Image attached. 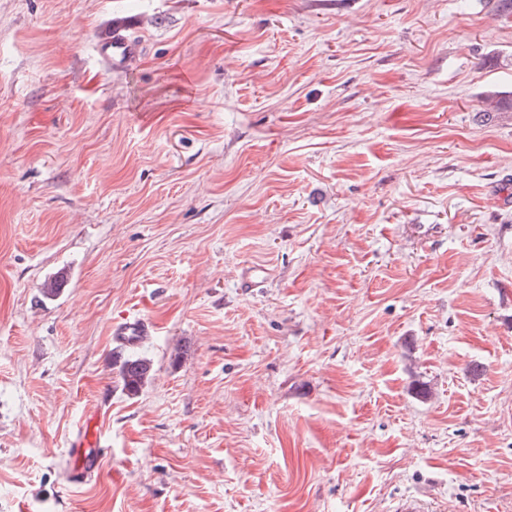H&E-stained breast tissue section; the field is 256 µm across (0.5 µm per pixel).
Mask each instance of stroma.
I'll return each instance as SVG.
<instances>
[{
  "label": "stroma",
  "mask_w": 512,
  "mask_h": 512,
  "mask_svg": "<svg viewBox=\"0 0 512 512\" xmlns=\"http://www.w3.org/2000/svg\"><path fill=\"white\" fill-rule=\"evenodd\" d=\"M499 3L0 0V512H512ZM95 50L103 61L112 66V63L120 64L125 58L132 55L136 47L128 39L117 33L110 38L101 40L95 46ZM147 332L148 325L140 317L126 318L112 327L114 341L123 345L136 344L140 336H144ZM150 362L142 358L129 357L120 365L123 389L129 394H136L149 376ZM90 421L84 422L69 443L70 465L68 481L77 486L87 484L101 471L107 448L101 442V429L93 428Z\"/></svg>",
  "instance_id": "35a3bbf8"
}]
</instances>
